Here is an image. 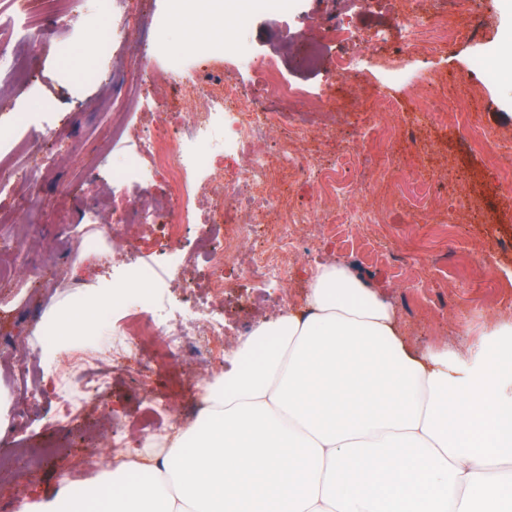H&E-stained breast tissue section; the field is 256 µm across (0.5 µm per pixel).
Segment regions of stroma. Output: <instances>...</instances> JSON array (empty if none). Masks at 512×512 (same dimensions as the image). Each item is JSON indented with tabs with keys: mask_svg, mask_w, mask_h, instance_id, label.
Returning a JSON list of instances; mask_svg holds the SVG:
<instances>
[{
	"mask_svg": "<svg viewBox=\"0 0 512 512\" xmlns=\"http://www.w3.org/2000/svg\"><path fill=\"white\" fill-rule=\"evenodd\" d=\"M78 20L58 23L51 39L29 36L21 43L0 27V47L14 50L35 75L31 89L14 86L0 91V142L27 141L31 150L46 155L45 181L30 189L0 190V211L16 209L28 196L33 209L19 221L15 245L32 256L13 281L0 283V360L15 346L29 347L41 361L47 391L30 410L28 444L45 440L66 441L87 424L109 430L108 413L119 409L133 417L142 398L130 376L116 375L112 389L100 391L72 422H56L52 389L58 364L44 361L43 327L63 304H78L100 283L125 287L135 274L124 255L99 264L66 250V237H83L87 247L96 244L90 226L101 224L104 204L114 177L123 174L136 155L128 137L110 139L99 104L118 91L128 57L148 72L168 73L165 83L146 82L143 108L127 112L128 127L144 129L158 124L155 103L180 112L191 123L204 98L181 96L180 77L200 74L203 87L227 80L257 92L262 73L257 59H277L292 83L323 95L317 112H289L269 125L259 141L275 154L288 144L290 126L305 127L303 152L328 165L339 164L342 178L355 183L349 208H389L382 224L337 225L338 210L319 203L318 183L309 175L282 177L292 206L319 207L321 223H336L335 232L305 241L294 259L300 274L282 289L259 278L233 279L231 294L214 306L213 316L224 323V362L212 366L199 360L174 363L165 382L185 426H193L200 406L189 392L186 378L209 374L212 384L232 376L236 353L247 333L276 322L288 308L303 305L310 271L318 265H350L395 306L400 330L413 348L460 342L478 344L496 322L512 320V186L505 181L504 166L460 137L452 112L423 116L424 95L467 97L475 111L473 121L492 138L512 141V70L503 67L499 54L512 44V0H484L472 8L470 0H424L421 12L404 19L390 9L364 15L353 22L361 28L379 29L387 38L383 50L366 55L359 74L327 91V70L336 47H323L327 28L340 13L343 0H286L276 6L252 5L230 14L222 40L212 32L191 26L190 37L171 29V49H157V33L172 12L171 0H152L150 32L137 38L135 49L114 52L102 42L103 28H113L126 17L123 0L110 10L95 12L91 0H73ZM447 11L461 32L441 51L395 54L401 35L411 26L430 24L434 14ZM323 47L321 68L300 66L301 48ZM369 134L373 149L362 156L351 151L362 134ZM205 226L190 218L183 233L167 240L146 224L129 229L128 241L139 261L154 265L158 279L147 282L119 306L103 305L89 341L105 345L141 312L171 308L198 317L196 301L186 285L202 283L210 274L204 256L196 252ZM65 276L64 288L51 298L41 295L53 270ZM468 336H460V328ZM62 479L59 460L46 461L35 474L17 470L0 476V506L14 507L51 492Z\"/></svg>",
	"mask_w": 512,
	"mask_h": 512,
	"instance_id": "35a3bbf8",
	"label": "stroma"
}]
</instances>
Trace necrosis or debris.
Here are the masks:
<instances>
[{
	"label": "necrosis or debris",
	"mask_w": 512,
	"mask_h": 512,
	"mask_svg": "<svg viewBox=\"0 0 512 512\" xmlns=\"http://www.w3.org/2000/svg\"><path fill=\"white\" fill-rule=\"evenodd\" d=\"M68 8L69 0H18L16 14L0 16V26L16 28L18 38L22 39L30 30L40 28L44 20L68 17ZM457 33V27L447 14L439 13L428 27L408 30L398 50L402 53L433 51L450 44ZM272 120L270 113L258 111L247 91L227 83L212 93L205 111L199 113L190 129V139L204 147L209 142L212 125L223 122L225 138L232 142L238 155L246 158L250 173L242 183L227 180L223 155L207 158L210 190L215 197L224 200L223 223L211 225L198 242L199 253L210 262L206 286L208 301L223 299L225 273L229 270L237 272L242 279L260 277L279 286L288 284L294 275L289 255L296 251L300 242L299 227H307L313 233L321 231L315 211L291 209L276 190L268 188L274 169L294 174L312 172L320 180L325 197L333 200H344L353 191L351 185L339 179L335 168L299 149L298 144L304 139L302 130L294 131L289 138L290 148L277 157L261 151L258 142ZM181 127L175 112H162L158 134L144 137L143 147L152 156L156 172L165 176L170 198L179 199L181 211L186 214L192 206L185 184L192 156L170 138L171 133ZM41 175L40 158L17 145H0V189L18 181L38 183ZM244 208L255 214L269 212L281 219L267 238L265 248L248 256L243 255L241 245L254 226L239 220L238 213ZM199 336L205 337V344H196ZM223 342V322L205 320L191 324L178 315L142 314L123 333L113 336L106 352L89 347L63 351L65 369L58 374L53 391L56 415L60 421H71L83 410L88 397L109 387L113 370L131 372L138 378L147 413L138 423L119 430L117 439L111 442L113 451L107 463L115 467L124 461L122 449L131 438L152 448L167 447L170 435L182 427L183 420L176 414L168 394L158 386L164 370L179 360L223 359ZM14 361L11 388L17 406L15 431L21 434L28 419L24 406L40 393V366L24 349L15 351Z\"/></svg>",
	"instance_id": "obj_1"
}]
</instances>
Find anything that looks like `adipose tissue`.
<instances>
[{
	"label": "adipose tissue",
	"mask_w": 512,
	"mask_h": 512,
	"mask_svg": "<svg viewBox=\"0 0 512 512\" xmlns=\"http://www.w3.org/2000/svg\"><path fill=\"white\" fill-rule=\"evenodd\" d=\"M489 334L412 349L385 296L323 266L164 453L18 512H512V321Z\"/></svg>",
	"instance_id": "ef3b65f1"
}]
</instances>
